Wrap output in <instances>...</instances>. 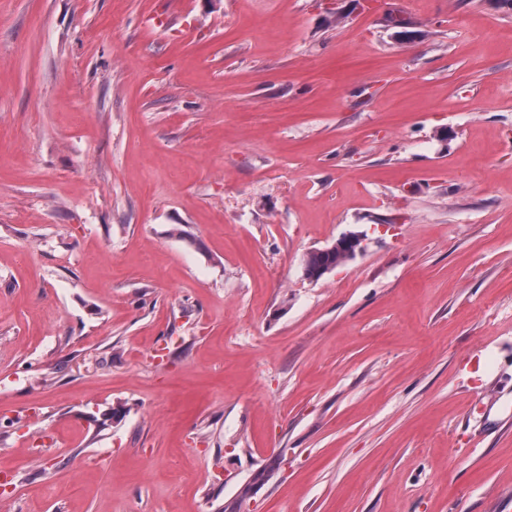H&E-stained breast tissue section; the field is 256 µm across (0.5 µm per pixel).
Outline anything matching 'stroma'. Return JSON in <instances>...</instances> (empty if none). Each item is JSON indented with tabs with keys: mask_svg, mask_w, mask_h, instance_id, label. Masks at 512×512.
I'll return each instance as SVG.
<instances>
[{
	"mask_svg": "<svg viewBox=\"0 0 512 512\" xmlns=\"http://www.w3.org/2000/svg\"><path fill=\"white\" fill-rule=\"evenodd\" d=\"M0 481L512 512V9L0 0ZM362 241V234L349 232L338 238L329 249H336V252L346 251L350 254L356 255L362 249ZM322 250L323 248L309 252L304 259L303 269H306L310 273L323 274V277L349 261L343 253H329L323 252ZM328 269L331 270L329 273H326Z\"/></svg>",
	"mask_w": 512,
	"mask_h": 512,
	"instance_id": "1",
	"label": "stroma"
}]
</instances>
